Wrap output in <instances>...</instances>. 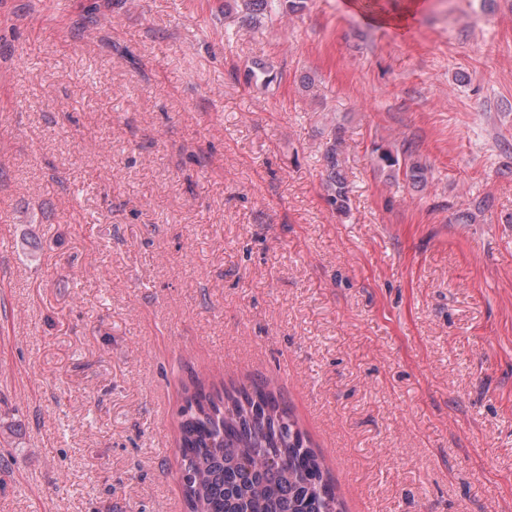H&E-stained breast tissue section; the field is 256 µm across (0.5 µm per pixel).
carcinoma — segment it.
Returning a JSON list of instances; mask_svg holds the SVG:
<instances>
[{
	"label": "carcinoma",
	"mask_w": 512,
	"mask_h": 512,
	"mask_svg": "<svg viewBox=\"0 0 512 512\" xmlns=\"http://www.w3.org/2000/svg\"><path fill=\"white\" fill-rule=\"evenodd\" d=\"M250 20L273 22L296 13L304 0H240ZM341 127L329 131L323 184L336 211L349 206L341 159ZM377 166L413 185L427 183L418 161L400 162L382 145ZM182 485L189 512H344L336 485L291 410L270 390L245 387L224 392L197 386L185 391L179 413Z\"/></svg>",
	"instance_id": "cac0c4a2"
}]
</instances>
